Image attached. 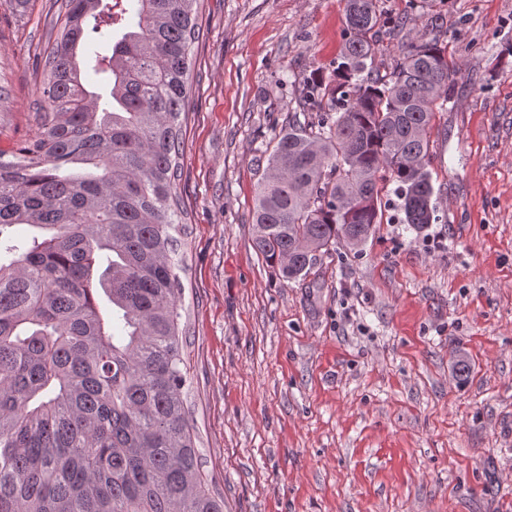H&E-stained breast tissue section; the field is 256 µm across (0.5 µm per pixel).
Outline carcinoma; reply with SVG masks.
I'll use <instances>...</instances> for the list:
<instances>
[{
	"label": "carcinoma",
	"instance_id": "cac0c4a2",
	"mask_svg": "<svg viewBox=\"0 0 512 512\" xmlns=\"http://www.w3.org/2000/svg\"><path fill=\"white\" fill-rule=\"evenodd\" d=\"M198 2L63 0L50 22L38 131L0 151V512H224L184 403L176 189ZM130 12L137 25L95 50ZM344 18L333 73L298 80L317 122L296 115L274 137L256 189L254 247L288 281L365 244L393 197L400 223L436 220L429 131L448 103L446 47L411 43L379 77L390 20L376 0H345ZM86 69L105 75L102 92Z\"/></svg>",
	"mask_w": 512,
	"mask_h": 512
}]
</instances>
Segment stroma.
Returning a JSON list of instances; mask_svg holds the SVG:
<instances>
[{"label":"stroma","instance_id":"obj_1","mask_svg":"<svg viewBox=\"0 0 512 512\" xmlns=\"http://www.w3.org/2000/svg\"><path fill=\"white\" fill-rule=\"evenodd\" d=\"M377 35L441 37L430 131L438 221L385 211L359 249L283 280L252 243L294 77L332 71L341 0H201L177 191L188 211L186 406L224 512H512V0H376ZM55 0H0V150L37 131ZM468 372H461V362Z\"/></svg>","mask_w":512,"mask_h":512}]
</instances>
